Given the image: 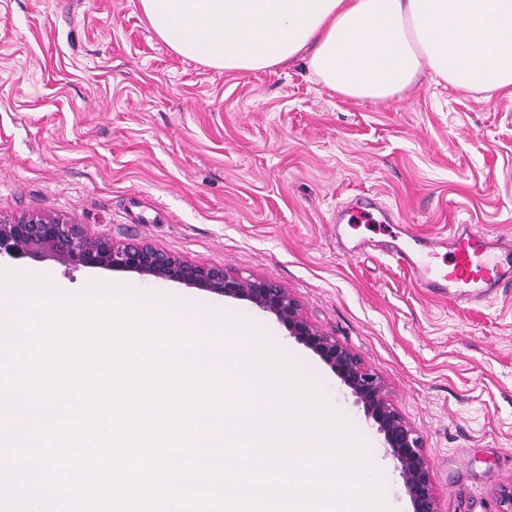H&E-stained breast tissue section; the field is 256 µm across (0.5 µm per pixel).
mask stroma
I'll list each match as a JSON object with an SVG mask.
<instances>
[{
	"label": "stroma",
	"mask_w": 512,
	"mask_h": 512,
	"mask_svg": "<svg viewBox=\"0 0 512 512\" xmlns=\"http://www.w3.org/2000/svg\"><path fill=\"white\" fill-rule=\"evenodd\" d=\"M365 198L388 221L350 227ZM0 213L65 217L279 284L417 431L440 512H501L512 485V292L430 296L381 246L454 224L512 237V95L486 100L426 70L399 98L359 102L299 60L239 74L183 58L139 0H0ZM0 268L73 288L128 283L251 319L366 440L390 512H409L362 408L275 317L51 257Z\"/></svg>",
	"instance_id": "stroma-1"
}]
</instances>
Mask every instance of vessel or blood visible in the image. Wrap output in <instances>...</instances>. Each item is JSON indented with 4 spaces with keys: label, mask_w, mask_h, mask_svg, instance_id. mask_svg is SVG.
Masks as SVG:
<instances>
[{
    "label": "vessel or blood",
    "mask_w": 512,
    "mask_h": 512,
    "mask_svg": "<svg viewBox=\"0 0 512 512\" xmlns=\"http://www.w3.org/2000/svg\"><path fill=\"white\" fill-rule=\"evenodd\" d=\"M393 253L417 287L456 300L484 301L512 288V240L460 224L448 236L421 240Z\"/></svg>",
    "instance_id": "vessel-or-blood-1"
}]
</instances>
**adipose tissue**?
<instances>
[{
  "label": "adipose tissue",
  "instance_id": "adipose-tissue-1",
  "mask_svg": "<svg viewBox=\"0 0 512 512\" xmlns=\"http://www.w3.org/2000/svg\"><path fill=\"white\" fill-rule=\"evenodd\" d=\"M176 54L227 72L306 56L315 79L364 102L430 69L453 88L512 92V0H140Z\"/></svg>",
  "mask_w": 512,
  "mask_h": 512
}]
</instances>
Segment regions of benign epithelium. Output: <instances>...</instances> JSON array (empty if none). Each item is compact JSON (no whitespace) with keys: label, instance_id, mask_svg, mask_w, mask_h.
Instances as JSON below:
<instances>
[{"label":"benign epithelium","instance_id":"benign-epithelium-1","mask_svg":"<svg viewBox=\"0 0 512 512\" xmlns=\"http://www.w3.org/2000/svg\"><path fill=\"white\" fill-rule=\"evenodd\" d=\"M38 255L53 257L75 269L120 270L184 284L225 298L246 300L273 315L290 337L331 368L355 402L362 405L365 416L383 437L386 456L395 463L411 512H439L430 464L419 436L387 401L380 381L361 359L335 338L323 334L286 289L222 267L190 263L146 242L92 237L62 217L0 214V258Z\"/></svg>","mask_w":512,"mask_h":512}]
</instances>
